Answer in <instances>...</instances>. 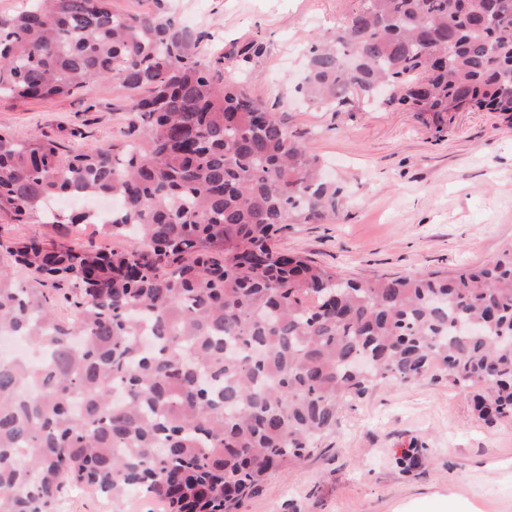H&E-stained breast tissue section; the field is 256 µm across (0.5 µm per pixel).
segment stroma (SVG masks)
<instances>
[{"instance_id": "stroma-1", "label": "stroma", "mask_w": 512, "mask_h": 512, "mask_svg": "<svg viewBox=\"0 0 512 512\" xmlns=\"http://www.w3.org/2000/svg\"><path fill=\"white\" fill-rule=\"evenodd\" d=\"M122 15L150 13L193 36L192 51L223 82L242 83L290 131L330 177L348 187L339 220L295 224L280 251L299 253L355 279L454 271L494 258L512 242V118L497 112H406L351 98L341 111L302 103L293 88L305 53L335 31L361 0H111ZM263 51L250 61L251 41ZM131 90L107 78L70 98H0V134H40L67 149L90 151L132 141ZM0 236L60 240L62 228L40 215L16 221L0 213ZM420 447L417 466L401 471L403 449ZM464 512H512V419L488 425L445 377L379 384L343 410L316 452L272 471L238 512H433L441 501ZM53 512H162L128 493L104 501L66 489Z\"/></svg>"}]
</instances>
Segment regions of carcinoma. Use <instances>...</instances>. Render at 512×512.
I'll list each match as a JSON object with an SVG mask.
<instances>
[{"mask_svg":"<svg viewBox=\"0 0 512 512\" xmlns=\"http://www.w3.org/2000/svg\"><path fill=\"white\" fill-rule=\"evenodd\" d=\"M192 35L110 0H34L0 17V97H68L109 76L136 141L69 151L0 135V211L112 196L122 252L0 239V337L48 354L0 362V512H52L63 487L131 489L167 512H236L313 453L346 406L430 372L512 419V243L454 274L347 279L275 250L336 218L344 184L282 119L191 51ZM296 91L408 112L512 113V0H362L307 50ZM93 212L54 224H92ZM65 303L74 317L57 312Z\"/></svg>","mask_w":512,"mask_h":512,"instance_id":"obj_1","label":"carcinoma"}]
</instances>
